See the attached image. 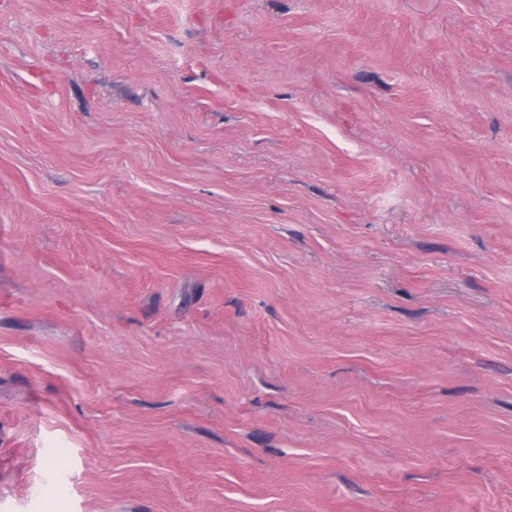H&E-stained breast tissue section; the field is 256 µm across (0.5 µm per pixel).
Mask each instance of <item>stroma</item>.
Here are the masks:
<instances>
[{
  "instance_id": "obj_1",
  "label": "stroma",
  "mask_w": 512,
  "mask_h": 512,
  "mask_svg": "<svg viewBox=\"0 0 512 512\" xmlns=\"http://www.w3.org/2000/svg\"><path fill=\"white\" fill-rule=\"evenodd\" d=\"M0 512H512V0H0Z\"/></svg>"
}]
</instances>
